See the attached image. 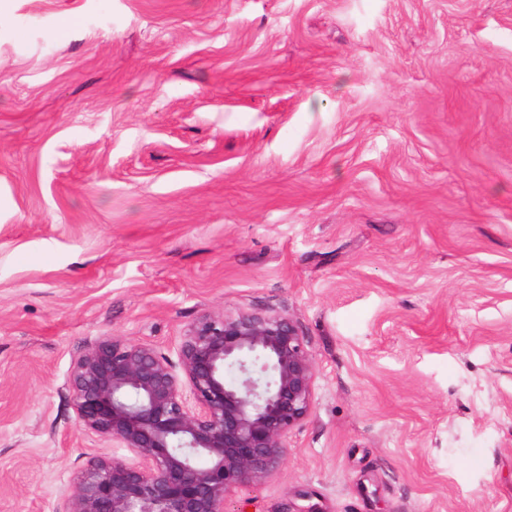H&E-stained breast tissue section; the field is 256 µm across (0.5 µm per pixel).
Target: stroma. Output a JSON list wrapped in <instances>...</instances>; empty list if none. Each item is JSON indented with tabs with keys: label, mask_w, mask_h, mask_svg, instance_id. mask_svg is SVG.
Masks as SVG:
<instances>
[{
	"label": "stroma",
	"mask_w": 512,
	"mask_h": 512,
	"mask_svg": "<svg viewBox=\"0 0 512 512\" xmlns=\"http://www.w3.org/2000/svg\"><path fill=\"white\" fill-rule=\"evenodd\" d=\"M292 318L224 512H512V0H0V512H64L105 336Z\"/></svg>",
	"instance_id": "obj_1"
}]
</instances>
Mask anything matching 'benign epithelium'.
Returning <instances> with one entry per match:
<instances>
[{
	"instance_id": "obj_1",
	"label": "benign epithelium",
	"mask_w": 512,
	"mask_h": 512,
	"mask_svg": "<svg viewBox=\"0 0 512 512\" xmlns=\"http://www.w3.org/2000/svg\"><path fill=\"white\" fill-rule=\"evenodd\" d=\"M314 382L304 337L279 314L206 313L175 362L149 343L103 337L71 369L76 423L137 461L90 458L65 512H224L229 493L277 469Z\"/></svg>"
}]
</instances>
